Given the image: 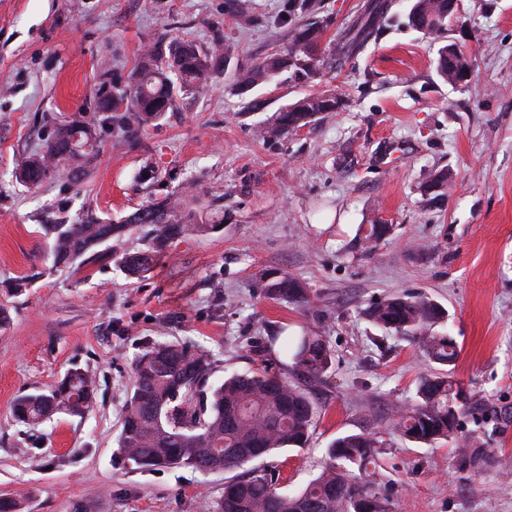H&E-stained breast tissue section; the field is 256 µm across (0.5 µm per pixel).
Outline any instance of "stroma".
Instances as JSON below:
<instances>
[{
	"label": "stroma",
	"mask_w": 512,
	"mask_h": 512,
	"mask_svg": "<svg viewBox=\"0 0 512 512\" xmlns=\"http://www.w3.org/2000/svg\"><path fill=\"white\" fill-rule=\"evenodd\" d=\"M286 2L0 0V496L25 493L22 512H214L235 471L140 469L120 448L134 360L146 343L180 341L213 354L214 385L231 372L290 377L281 343L311 329L335 360L311 385L308 447L257 462L281 490L304 488L332 440L367 428L390 512H512V0H459L447 31L471 63L459 84L438 77L439 42L408 26L409 0H394L376 42L342 68L240 93V68L291 42ZM362 2L314 0L309 17L330 42ZM218 35L235 47L226 69L179 94L136 148L119 142L98 107L113 73L163 38ZM325 89L342 110L259 137L282 107ZM64 119L91 129V160L19 183L18 164ZM440 170L450 186L433 199L424 186ZM172 195L184 223L213 229L175 240L145 278L111 259L53 263L44 225L109 224ZM378 223L393 235L357 250L361 225ZM283 271L308 288L311 308L254 292L260 274ZM404 293L448 312L455 377L474 406L463 432L490 455L483 469L450 444L403 439L390 418L435 366L362 312ZM73 367L96 378L84 417L13 421L18 396L49 392Z\"/></svg>",
	"instance_id": "stroma-1"
}]
</instances>
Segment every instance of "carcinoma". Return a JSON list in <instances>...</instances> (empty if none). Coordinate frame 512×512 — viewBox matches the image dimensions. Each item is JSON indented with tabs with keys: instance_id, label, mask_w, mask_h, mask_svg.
Here are the masks:
<instances>
[{
	"instance_id": "1",
	"label": "carcinoma",
	"mask_w": 512,
	"mask_h": 512,
	"mask_svg": "<svg viewBox=\"0 0 512 512\" xmlns=\"http://www.w3.org/2000/svg\"><path fill=\"white\" fill-rule=\"evenodd\" d=\"M451 0H412L408 24L435 38L448 31L455 18ZM393 0H367L356 20L329 49L321 47L324 25L311 21L294 29L293 47L271 54L244 69L237 84L244 93L274 80L285 70L314 77L323 67L344 64L374 40L390 18ZM223 38L201 46L189 39H174L166 47L145 50L125 76L112 75V94L99 101L109 112L112 135L134 142L143 128L175 109L181 92L204 91L212 75L231 56ZM436 71L452 84L469 73V62L453 43L438 51ZM343 98L329 92L309 94L286 105L276 118L260 126L265 140L283 137L309 124L325 112L343 108ZM95 149L92 133L69 122L58 125L47 150L26 159L19 180L35 185L50 166H66ZM448 184V173L430 175L424 191L438 198ZM144 228L146 248L130 252L125 237ZM211 224H184L178 203L166 198L130 214L120 224H47L50 254L55 263L84 266L102 256H115L126 274L141 279L163 256L172 240L202 234ZM390 224H371L359 242L371 248L388 238ZM103 250H98V247ZM264 297L307 305L310 295L288 272L262 275L254 282ZM368 322L389 336L406 338L441 369L421 377L410 399L393 410V422L406 440L433 445L455 443L473 469L486 465L481 448H473L462 435L461 417L468 395L455 379L451 366L459 356L455 338L436 326L445 310L424 294L384 297L363 311ZM282 354L297 369L298 381L278 373L263 376L231 373L218 385L208 383L210 352L180 342L148 344L136 358L133 391L122 414L120 447L140 468L192 467L201 471L238 469L284 448L307 445L318 408L301 382L316 381L333 365V353L324 337L312 331L287 337ZM96 380L92 373L73 368L50 393L19 396L12 407L18 424L37 426L58 413L81 416L90 411ZM378 440L367 431L336 438L327 449L328 462L298 492L277 490L275 476L260 473L235 478L224 486L214 512H388V500L373 480Z\"/></svg>"
}]
</instances>
